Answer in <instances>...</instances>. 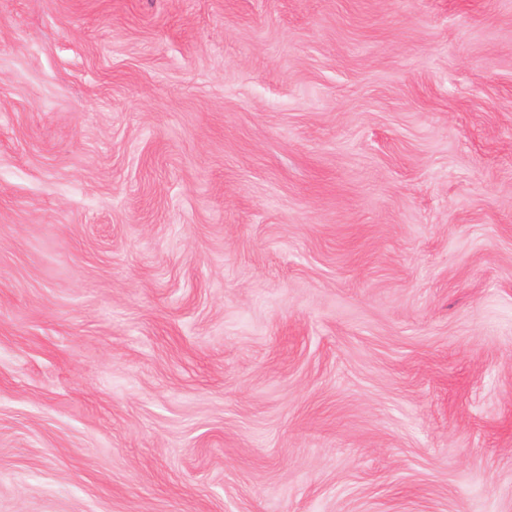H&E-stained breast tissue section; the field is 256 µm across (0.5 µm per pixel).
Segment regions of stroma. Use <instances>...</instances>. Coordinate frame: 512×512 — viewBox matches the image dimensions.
I'll return each instance as SVG.
<instances>
[{
	"label": "stroma",
	"instance_id": "obj_1",
	"mask_svg": "<svg viewBox=\"0 0 512 512\" xmlns=\"http://www.w3.org/2000/svg\"><path fill=\"white\" fill-rule=\"evenodd\" d=\"M0 512H512V0H0Z\"/></svg>",
	"mask_w": 512,
	"mask_h": 512
}]
</instances>
